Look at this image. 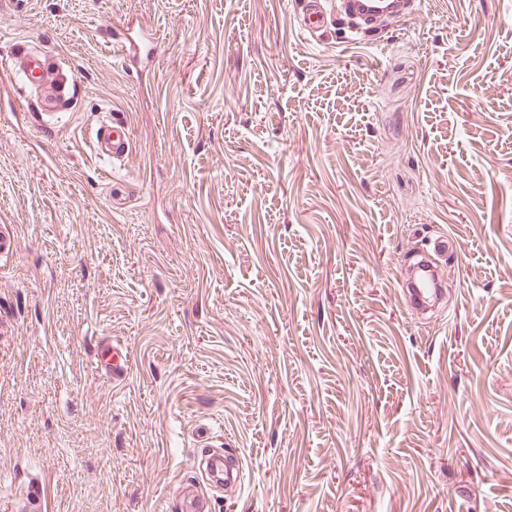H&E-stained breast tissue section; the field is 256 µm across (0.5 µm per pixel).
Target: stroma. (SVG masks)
<instances>
[{
    "mask_svg": "<svg viewBox=\"0 0 512 512\" xmlns=\"http://www.w3.org/2000/svg\"><path fill=\"white\" fill-rule=\"evenodd\" d=\"M305 9L0 0V512L33 479L48 512H175L202 426L244 468L212 512H512V0H415L359 44ZM21 38L76 74L60 123ZM442 234L426 323L399 272ZM326 1L323 0H310L306 11L301 17L300 27L308 33L319 29L324 26L328 16L326 14ZM131 146V135L126 125L112 121L101 125L94 136L93 148L98 158L121 161ZM129 363L127 352L121 346L112 344L101 351L97 359L96 369L104 372L116 385L125 379Z\"/></svg>",
    "mask_w": 512,
    "mask_h": 512,
    "instance_id": "obj_1",
    "label": "stroma"
}]
</instances>
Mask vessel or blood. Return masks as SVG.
<instances>
[{"label": "vessel or blood", "mask_w": 512, "mask_h": 512, "mask_svg": "<svg viewBox=\"0 0 512 512\" xmlns=\"http://www.w3.org/2000/svg\"><path fill=\"white\" fill-rule=\"evenodd\" d=\"M328 19L325 0H309L301 17L303 30L311 32L324 26ZM23 71L26 85L34 92V99L42 118L54 122L73 103L75 74L68 68H61L59 87H43L42 77L48 73L58 57L53 52L32 46L22 47ZM131 146V135L126 125L113 121L101 125L94 136L93 148L98 158L120 161ZM405 288L413 305L420 311H429L444 298L445 290L434 278V267L430 261H420L405 279ZM97 370L104 372L113 383L122 382L129 368L127 352L119 345L104 348L96 363ZM208 482L224 485H238L243 479V465L240 458L222 448H213L206 463ZM46 494L39 482L28 484L24 495L15 501L14 512H45ZM177 512H212V501L202 487L196 486L180 491L175 497Z\"/></svg>", "instance_id": "b4317fda"}]
</instances>
